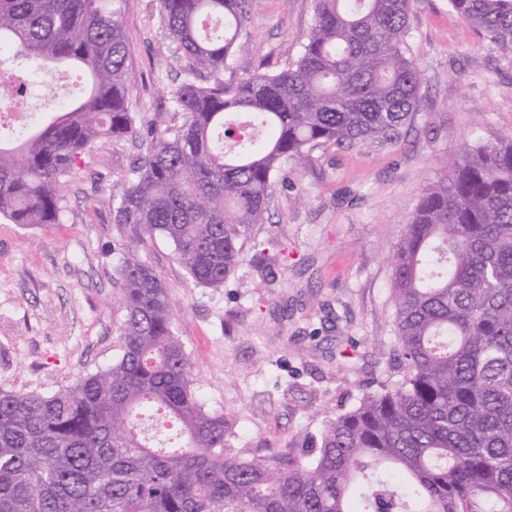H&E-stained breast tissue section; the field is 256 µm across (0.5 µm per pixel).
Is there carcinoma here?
Listing matches in <instances>:
<instances>
[{
    "label": "carcinoma",
    "instance_id": "1",
    "mask_svg": "<svg viewBox=\"0 0 512 512\" xmlns=\"http://www.w3.org/2000/svg\"><path fill=\"white\" fill-rule=\"evenodd\" d=\"M246 0H159L185 59L183 121L140 139L115 184V223L166 239L219 290L244 261L277 173L319 145L391 141L419 101L411 0H315L300 55L235 85ZM512 49V0H448ZM116 0H0V71L80 66L83 94L0 139V220L60 223L82 155L135 138ZM124 318L112 365L54 394L0 390V512H512V134L465 142L428 183L392 273L399 379L329 419L318 444L264 456L191 389L166 289L134 253L116 269ZM162 415L184 444L159 447Z\"/></svg>",
    "mask_w": 512,
    "mask_h": 512
}]
</instances>
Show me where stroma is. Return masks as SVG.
<instances>
[{
    "instance_id": "1",
    "label": "stroma",
    "mask_w": 512,
    "mask_h": 512,
    "mask_svg": "<svg viewBox=\"0 0 512 512\" xmlns=\"http://www.w3.org/2000/svg\"><path fill=\"white\" fill-rule=\"evenodd\" d=\"M117 7L132 112L144 129L181 122L170 91L184 60L158 0ZM314 9V0H247L246 48L225 83L294 60ZM406 49L424 75L399 137L323 144L289 165L223 290L197 285L166 239L93 203L92 176L116 181L136 158L127 138L82 157L60 224L0 222V390L52 394L121 355L116 267L128 250L163 281L192 389L229 417L232 448L303 447L379 381L397 380L393 259L434 161L512 133V50L463 23L448 0H411Z\"/></svg>"
}]
</instances>
